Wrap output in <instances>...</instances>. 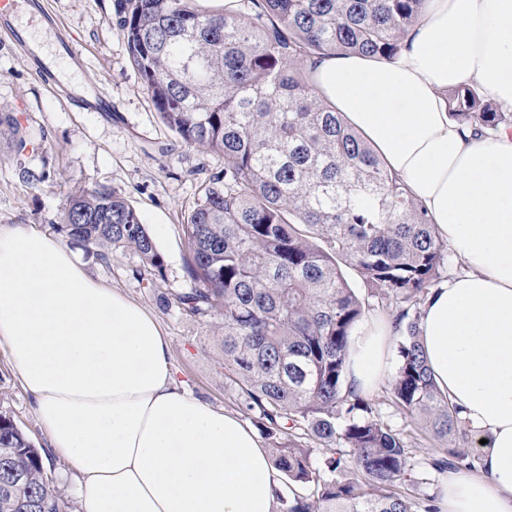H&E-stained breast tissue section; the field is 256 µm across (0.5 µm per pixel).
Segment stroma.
Instances as JSON below:
<instances>
[{"mask_svg": "<svg viewBox=\"0 0 512 512\" xmlns=\"http://www.w3.org/2000/svg\"><path fill=\"white\" fill-rule=\"evenodd\" d=\"M15 0L0 28L25 29L41 41L49 67L74 95L91 87L112 99L108 112H78L58 101L35 72V64L9 40L0 38V113H12L37 134L36 148L17 161L0 140V225L28 224L55 235L69 196L81 189L112 188L138 211L164 260V276L146 287L136 276L139 257L113 252L102 262L73 245L85 270L156 318L168 340L177 384L202 403L238 416L252 429L258 420L240 404L224 376L222 332L209 317L191 316L178 296L193 283L186 273L189 259L182 224L201 188L223 175V160L207 150L183 144L159 120L133 68L126 37L115 17V0ZM68 40L78 54L74 70L56 47ZM45 171L43 182L28 185L18 176L19 164ZM0 410L39 448L49 478L65 493V512H84L66 462L49 449L48 433L38 419L31 396L0 339Z\"/></svg>", "mask_w": 512, "mask_h": 512, "instance_id": "1", "label": "stroma"}]
</instances>
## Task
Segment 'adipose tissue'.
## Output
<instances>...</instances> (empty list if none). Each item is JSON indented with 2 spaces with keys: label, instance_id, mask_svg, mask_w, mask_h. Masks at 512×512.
<instances>
[{
  "label": "adipose tissue",
  "instance_id": "obj_1",
  "mask_svg": "<svg viewBox=\"0 0 512 512\" xmlns=\"http://www.w3.org/2000/svg\"><path fill=\"white\" fill-rule=\"evenodd\" d=\"M312 78L466 268L430 289L419 319L480 456L477 471H447L440 512H512V125H460L444 97L477 86L512 111V0H428L395 60L336 54ZM0 337L85 512H274L268 451L176 386L155 318L22 224L0 225ZM392 342L384 317L352 336L356 390L390 379Z\"/></svg>",
  "mask_w": 512,
  "mask_h": 512
}]
</instances>
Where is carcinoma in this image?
<instances>
[{"label": "carcinoma", "mask_w": 512, "mask_h": 512, "mask_svg": "<svg viewBox=\"0 0 512 512\" xmlns=\"http://www.w3.org/2000/svg\"><path fill=\"white\" fill-rule=\"evenodd\" d=\"M192 2L116 4L160 119L182 143L224 159V178L202 189L183 225L195 288L178 303L224 331L225 376L258 416L285 479L280 512H439L435 496L405 491L416 467L441 474L478 461L473 430L436 386L418 340L420 307L447 244L311 77V64L336 52L395 58L426 0H239L234 12ZM446 100L459 124H512V112L477 87H457ZM0 135L21 158L35 140L9 114ZM57 232L102 261L136 253V275L150 286L163 276L148 228L110 188L72 194ZM344 266L400 335L387 401L404 428L347 382L366 302ZM421 435L438 446L417 459L412 442ZM64 506L40 451L0 412V512Z\"/></svg>", "instance_id": "cac0c4a2"}]
</instances>
